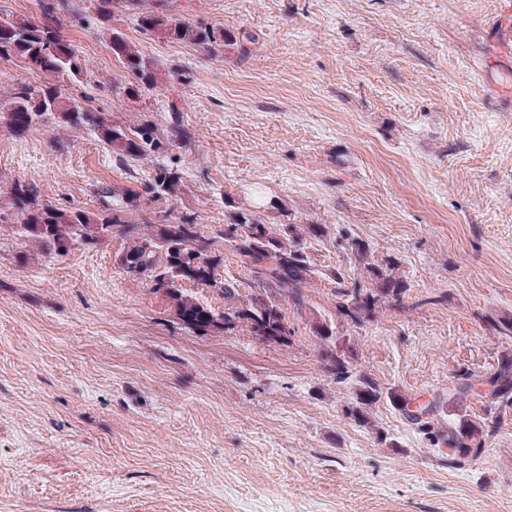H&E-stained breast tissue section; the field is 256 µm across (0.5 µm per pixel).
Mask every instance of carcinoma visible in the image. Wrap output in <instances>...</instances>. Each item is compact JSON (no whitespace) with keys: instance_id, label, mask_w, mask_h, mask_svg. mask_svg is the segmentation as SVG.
Instances as JSON below:
<instances>
[{"instance_id":"obj_1","label":"carcinoma","mask_w":512,"mask_h":512,"mask_svg":"<svg viewBox=\"0 0 512 512\" xmlns=\"http://www.w3.org/2000/svg\"><path fill=\"white\" fill-rule=\"evenodd\" d=\"M98 13L104 19L115 10L135 12L137 27L145 34L163 41L176 42L212 51L222 45L233 47L238 38L228 31L192 24L163 11H143L138 0H97ZM108 48L145 88L158 87L162 75L155 61L124 34L111 30ZM0 58L20 59L30 70L51 73L57 77L77 79L84 74L81 58L70 43L63 40L54 24V8L49 7L38 21L0 18ZM52 115L72 128L91 129L107 149L121 162L142 159L164 151L149 124L134 126L110 125L104 119L70 95L62 83L49 86L20 85L6 105L0 104V123L18 135ZM178 170L157 163L149 182L143 184L151 200L169 202L179 189ZM13 200L21 213L16 225L19 235L37 242L46 254L62 255L76 245L100 247L119 236L127 241L120 258L124 274L141 280L156 294L169 302L176 318L189 330L206 335L225 329L233 321L249 334L261 332L265 343H289L288 318L281 306L284 298L294 305H303L304 288L314 277L331 282L333 315L313 318L311 330L320 339L319 357L325 371L338 385L353 388L354 397L345 406V415L365 425L368 410L385 400L432 447H448V463L462 466L485 452L489 437L498 432L500 416L489 412L485 416L471 415L457 408L461 396L472 391L469 383L448 389V396L418 406V400L399 391H383L368 375L352 367L351 339L341 334L336 322L360 328L372 323L376 314L388 308L393 311L407 307V282L395 273L393 258L375 262L368 244L352 239L348 243L351 256L363 275L351 277L340 268L327 271L314 269L312 261L296 238L300 232L310 237L324 233L320 224H266L248 210L236 212L233 222L224 231L209 236L190 219L179 223L131 224L123 213L134 206L140 193L126 189L113 195L112 209L93 213L75 207H56L37 202L38 190L31 183L16 182L12 186ZM232 252L237 265L246 270L247 281L226 273L215 278L219 258L216 244ZM201 282L219 291L224 298V311L215 312L182 288L187 282ZM249 287L247 301H242L240 287ZM488 330L503 339H512V318L487 320ZM486 406L512 405V358L501 361L498 368L483 382ZM450 408L448 422L441 421V412Z\"/></svg>"}]
</instances>
